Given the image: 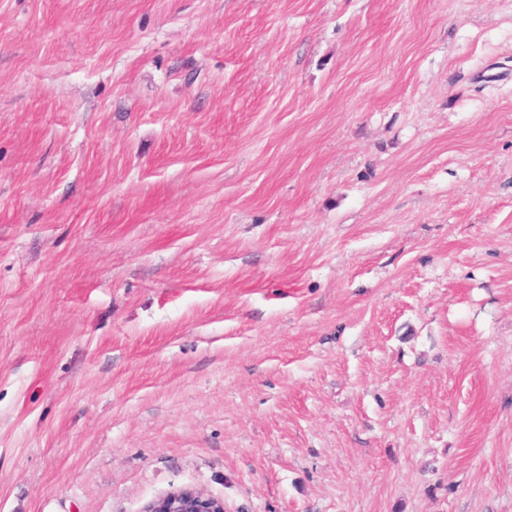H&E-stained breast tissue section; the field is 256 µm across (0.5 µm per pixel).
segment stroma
Masks as SVG:
<instances>
[{"instance_id": "obj_1", "label": "stroma", "mask_w": 512, "mask_h": 512, "mask_svg": "<svg viewBox=\"0 0 512 512\" xmlns=\"http://www.w3.org/2000/svg\"><path fill=\"white\" fill-rule=\"evenodd\" d=\"M512 512V0H0V512ZM144 512H224V502L202 490L181 487L151 502Z\"/></svg>"}]
</instances>
